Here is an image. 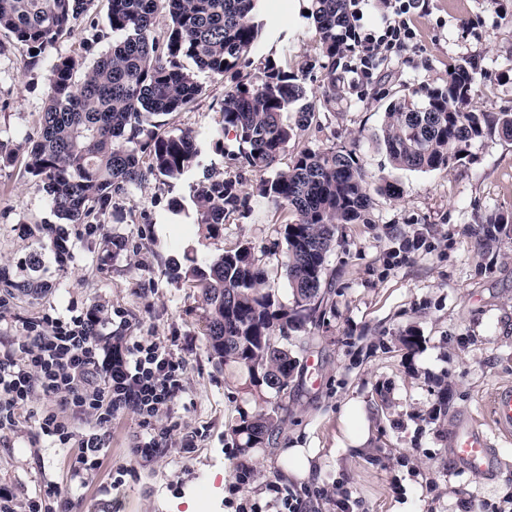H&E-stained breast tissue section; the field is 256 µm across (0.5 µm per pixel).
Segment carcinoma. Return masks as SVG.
I'll return each mask as SVG.
<instances>
[{
	"instance_id": "carcinoma-1",
	"label": "carcinoma",
	"mask_w": 512,
	"mask_h": 512,
	"mask_svg": "<svg viewBox=\"0 0 512 512\" xmlns=\"http://www.w3.org/2000/svg\"><path fill=\"white\" fill-rule=\"evenodd\" d=\"M96 0H0V31L26 48L27 66L74 32ZM112 45L87 64L107 34L91 27L81 55L59 54L48 70V102L38 119V139L27 162L52 211L68 224H99L109 207L125 199L149 177L166 182L191 179L202 149L196 136L161 130L159 118L181 112L204 93L196 72L228 79L222 125L209 144L223 152L224 134L240 145V167L272 171L261 180L259 197L285 208L284 271L293 307L283 308L265 288V272L254 247L245 243L214 258L190 259L186 274L199 288L206 311L203 335L215 358L234 364L252 394H279L297 360L288 337L302 331L324 297L326 255L338 224H357L372 205L370 176L351 150L299 151L277 167L298 129L311 125L314 106L300 104L305 88L271 60L258 73L242 74L265 23L257 0H107ZM170 18L164 34L154 19ZM316 45L329 59L345 50L348 0H310ZM477 69L453 65L442 87L426 92L418 105L402 98L385 112L383 143L391 163L419 171L445 170L461 159L475 139L498 133L512 138L511 112H476L469 101ZM295 113L290 118L288 113ZM194 223L209 236L226 219L248 207L239 175L214 168L190 183ZM504 218L489 216L476 230L477 244L499 238ZM58 262L70 255L68 237L50 244ZM275 430L272 416L242 414L233 432L243 446L264 443Z\"/></svg>"
}]
</instances>
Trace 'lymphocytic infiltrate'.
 Segmentation results:
<instances>
[{
    "mask_svg": "<svg viewBox=\"0 0 512 512\" xmlns=\"http://www.w3.org/2000/svg\"><path fill=\"white\" fill-rule=\"evenodd\" d=\"M351 3L346 49L358 55L367 78L380 60L414 38L416 0H395L372 24L365 21L370 0ZM184 392L185 361L173 341L123 335L111 312L98 306L68 317L24 319L15 336L0 341V429L24 425L52 447H78V475L101 466L112 422L127 413L141 428L134 458L163 455L173 428L158 421L170 416ZM40 397L44 406L32 410ZM83 419L92 425L81 431L76 423Z\"/></svg>",
    "mask_w": 512,
    "mask_h": 512,
    "instance_id": "f902f5d3",
    "label": "lymphocytic infiltrate"
}]
</instances>
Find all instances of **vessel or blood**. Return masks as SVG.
I'll list each match as a JSON object with an SVG mask.
<instances>
[{
	"instance_id": "obj_1",
	"label": "vessel or blood",
	"mask_w": 512,
	"mask_h": 512,
	"mask_svg": "<svg viewBox=\"0 0 512 512\" xmlns=\"http://www.w3.org/2000/svg\"><path fill=\"white\" fill-rule=\"evenodd\" d=\"M487 406L497 429L496 437L511 442L512 384H503L493 389ZM493 438L480 428L472 416L464 415L458 418L448 438V446L453 458L463 469L478 476L490 477L496 471Z\"/></svg>"
}]
</instances>
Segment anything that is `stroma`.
Masks as SVG:
<instances>
[{"label":"stroma","instance_id":"35a3bbf8","mask_svg":"<svg viewBox=\"0 0 512 512\" xmlns=\"http://www.w3.org/2000/svg\"><path fill=\"white\" fill-rule=\"evenodd\" d=\"M416 36L399 56L382 61L368 80L351 72L350 60L323 57L306 12L310 0H259L263 30L254 65L271 58L306 89L315 108L309 128L298 131L283 155L303 149L355 151L374 182L399 183L397 197L374 195L364 223L342 224L327 254L324 302L291 340L297 365L284 394L257 398L244 388L240 369L218 364L203 334L205 312L190 278H173V266L212 257L251 243L266 286L283 306L292 291L281 267L287 212L257 195L261 176L240 171L239 144L224 138L223 152L203 147L195 175L211 167L241 174L248 209L227 220L219 236L205 237L188 214L187 183L152 180L103 216L95 235L71 239L73 259L58 269L38 242L58 225L44 195L25 171L26 148L38 136L47 98L45 57L24 69L23 47L0 32V139L17 146L0 168V269L19 283L47 282L38 293L12 294L26 318L67 315L96 305L118 311L130 336L175 339L186 362V392L174 407L178 428L172 446L148 463L131 450L139 432L127 414L112 426V446L96 477L79 488L71 477L74 448H47L29 430H0V487L18 508L49 486L74 495L73 512H236L241 499L267 504L268 483H284L279 456L292 443L316 449L309 478L296 488L348 491L354 512H474L512 499V443H497L502 464L490 478L465 473L448 448L459 416L471 414L486 433L490 392L512 384V140L500 135L472 142L464 158L445 170L393 166L382 141L384 113L398 96L414 98L442 85L450 65H478L470 106L478 112H512V0H420ZM205 92L194 106L165 118L169 131L205 138L222 122L223 80L199 73ZM505 223L498 242L477 249L471 234L486 215ZM116 238L123 250L107 248ZM416 345H405L406 336ZM361 401L369 437L353 448L341 408ZM273 413L269 441L246 448L233 428L241 413ZM128 473L117 476L119 466ZM253 474L237 486L241 466ZM225 473V481L214 473Z\"/></svg>","mask_w":512,"mask_h":512}]
</instances>
